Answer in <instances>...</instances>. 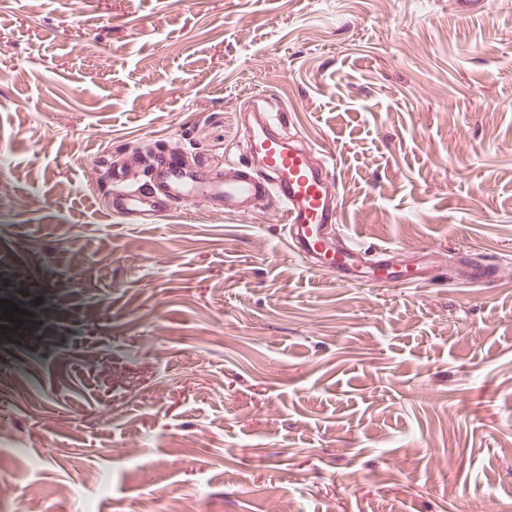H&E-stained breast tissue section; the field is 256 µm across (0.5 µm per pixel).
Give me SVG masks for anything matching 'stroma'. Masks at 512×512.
Listing matches in <instances>:
<instances>
[{
    "label": "stroma",
    "mask_w": 512,
    "mask_h": 512,
    "mask_svg": "<svg viewBox=\"0 0 512 512\" xmlns=\"http://www.w3.org/2000/svg\"><path fill=\"white\" fill-rule=\"evenodd\" d=\"M255 97L429 285L336 282L272 204L112 218L111 163L227 171ZM0 141V512H512V9L0 0Z\"/></svg>",
    "instance_id": "1"
}]
</instances>
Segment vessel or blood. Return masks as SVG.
Listing matches in <instances>:
<instances>
[{
	"label": "vessel or blood",
	"mask_w": 512,
	"mask_h": 512,
	"mask_svg": "<svg viewBox=\"0 0 512 512\" xmlns=\"http://www.w3.org/2000/svg\"><path fill=\"white\" fill-rule=\"evenodd\" d=\"M288 123L286 109L256 102L244 128L246 160L229 178L204 164L185 167L172 155L160 159L146 189L114 169L113 216L148 223L163 205L199 200L217 201L225 214L241 215L273 202L282 210L295 252L328 266L337 281L362 284L375 272L390 284H429V252L400 260L391 249L370 252L335 235L340 214L328 187L331 163L314 162L307 147L285 138L282 130Z\"/></svg>",
	"instance_id": "1"
}]
</instances>
